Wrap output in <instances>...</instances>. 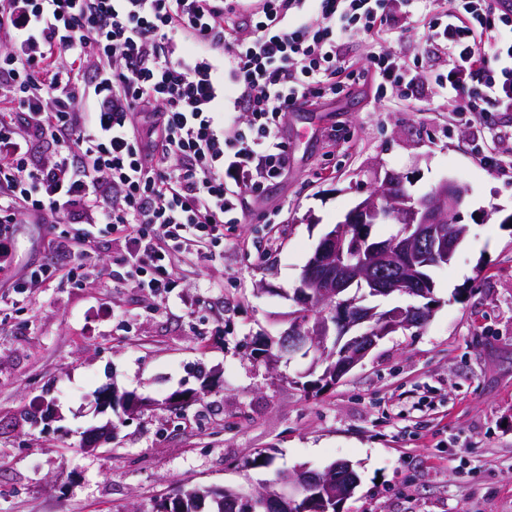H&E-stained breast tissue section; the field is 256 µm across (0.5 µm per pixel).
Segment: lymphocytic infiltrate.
Segmentation results:
<instances>
[{"instance_id": "f902f5d3", "label": "lymphocytic infiltrate", "mask_w": 512, "mask_h": 512, "mask_svg": "<svg viewBox=\"0 0 512 512\" xmlns=\"http://www.w3.org/2000/svg\"><path fill=\"white\" fill-rule=\"evenodd\" d=\"M391 2L0 0L13 41L0 51V223H65L73 240L68 267L29 266L13 290L101 277L95 243L107 233L137 287L170 293L175 258L223 242L241 188L260 192L287 168L284 117L295 101L343 91L345 46L355 31H381ZM427 38L448 54L436 81L455 113L512 112V11L449 0ZM369 75L379 95L420 93L396 53L374 57ZM147 106L155 118L136 133L132 116Z\"/></svg>"}]
</instances>
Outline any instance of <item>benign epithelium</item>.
Segmentation results:
<instances>
[{"instance_id":"7a95c632","label":"benign epithelium","mask_w":512,"mask_h":512,"mask_svg":"<svg viewBox=\"0 0 512 512\" xmlns=\"http://www.w3.org/2000/svg\"><path fill=\"white\" fill-rule=\"evenodd\" d=\"M398 188V179L388 177L344 216L343 224L330 229L309 258L294 291L296 306L310 308L315 303L324 311L311 313L304 335L283 336L279 347H288L290 355L309 345L323 352L332 385L360 364L379 341L399 328L417 324L424 313L423 308L408 305L378 316L376 309L349 298L352 288L359 284L374 296L398 290L414 299H428L433 283L423 270L451 260L458 250L459 240L448 232V223L467 187L445 181L432 194L417 199ZM390 219L398 224V234L388 240H371L370 225ZM348 332L352 336L343 339ZM332 334L336 341L328 350L325 341ZM324 479L333 487L331 500L336 502L350 496L359 482L348 463L336 464V475ZM297 486L295 479L289 478L275 495H263L266 506L283 512L286 505L297 504Z\"/></svg>"}]
</instances>
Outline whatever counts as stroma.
Returning a JSON list of instances; mask_svg holds the SVG:
<instances>
[{
  "mask_svg": "<svg viewBox=\"0 0 512 512\" xmlns=\"http://www.w3.org/2000/svg\"><path fill=\"white\" fill-rule=\"evenodd\" d=\"M394 0L402 39L358 34L353 70L388 50L417 65L422 94L375 99L372 83L288 113L283 175L248 195L224 244L173 268L153 296L121 276V248L99 238L107 276L46 282L17 294L28 265L60 262L61 225L13 224L16 260L0 271V512H151L179 484L251 490L282 471L344 460L360 484L340 512H512V112L466 125L434 85L448 58L428 41L433 5L413 23ZM414 197L442 181L469 188L468 233L433 269L429 317L387 336L338 385L299 383L311 357L254 358L259 336L287 332L301 271L323 234L384 181ZM279 212L280 221L265 217ZM199 389L182 410L167 400ZM145 407L102 410V390ZM115 437L96 452L98 428ZM271 456L268 467L251 458Z\"/></svg>",
  "mask_w": 512,
  "mask_h": 512,
  "instance_id": "35a3bbf8",
  "label": "stroma"
}]
</instances>
